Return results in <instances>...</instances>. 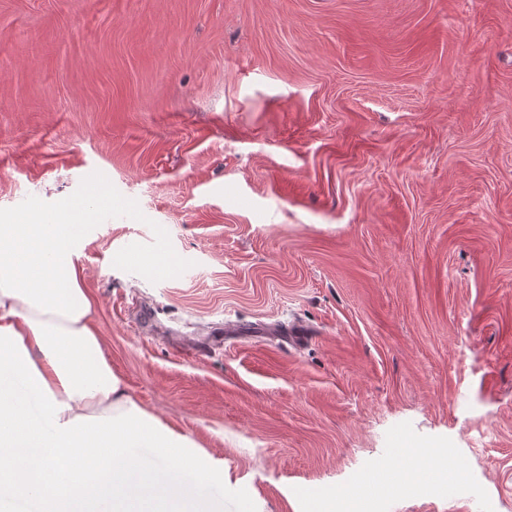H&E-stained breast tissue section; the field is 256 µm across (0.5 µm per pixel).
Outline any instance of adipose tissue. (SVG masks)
Returning a JSON list of instances; mask_svg holds the SVG:
<instances>
[{"label": "adipose tissue", "mask_w": 512, "mask_h": 512, "mask_svg": "<svg viewBox=\"0 0 512 512\" xmlns=\"http://www.w3.org/2000/svg\"><path fill=\"white\" fill-rule=\"evenodd\" d=\"M73 206L0 225V512H223L224 460L141 409L91 324Z\"/></svg>", "instance_id": "adipose-tissue-1"}]
</instances>
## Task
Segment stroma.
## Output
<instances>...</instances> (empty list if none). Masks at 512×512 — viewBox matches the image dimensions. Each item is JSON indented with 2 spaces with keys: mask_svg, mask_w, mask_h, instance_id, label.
Returning a JSON list of instances; mask_svg holds the SVG:
<instances>
[{
  "mask_svg": "<svg viewBox=\"0 0 512 512\" xmlns=\"http://www.w3.org/2000/svg\"><path fill=\"white\" fill-rule=\"evenodd\" d=\"M70 204L105 355L224 512L399 448L512 512V0H0V222ZM434 480L382 512H454Z\"/></svg>",
  "mask_w": 512,
  "mask_h": 512,
  "instance_id": "obj_1",
  "label": "stroma"
}]
</instances>
